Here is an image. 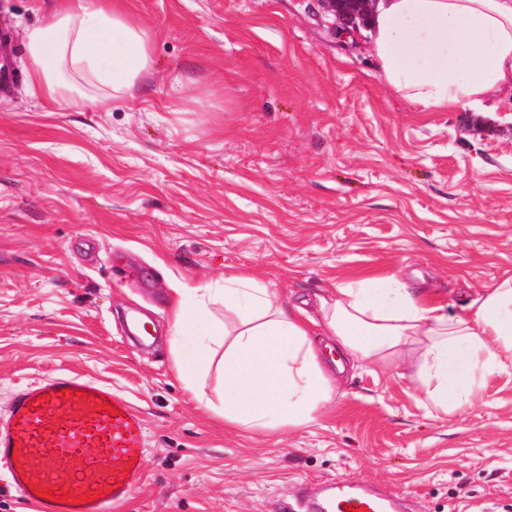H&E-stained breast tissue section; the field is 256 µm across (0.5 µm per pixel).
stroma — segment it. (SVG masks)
Here are the masks:
<instances>
[{"mask_svg": "<svg viewBox=\"0 0 512 512\" xmlns=\"http://www.w3.org/2000/svg\"><path fill=\"white\" fill-rule=\"evenodd\" d=\"M115 2L151 33L152 72L126 96L86 76L54 103L28 92L24 36L58 0H0V418L57 370L111 385L146 438L113 512H308L330 482L391 512H512V372L452 420L408 380L352 370L312 425L229 431L194 399L218 369L187 391L171 337L176 288L242 269L315 320L358 272L460 313L512 275V92L419 111L318 0Z\"/></svg>", "mask_w": 512, "mask_h": 512, "instance_id": "stroma-1", "label": "stroma"}]
</instances>
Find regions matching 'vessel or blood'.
I'll list each match as a JSON object with an SVG mask.
<instances>
[{
  "instance_id": "obj_1",
  "label": "vessel or blood",
  "mask_w": 512,
  "mask_h": 512,
  "mask_svg": "<svg viewBox=\"0 0 512 512\" xmlns=\"http://www.w3.org/2000/svg\"><path fill=\"white\" fill-rule=\"evenodd\" d=\"M110 411H103V404ZM145 426L139 413L111 387L82 375L57 371L17 392L0 422V467L7 468L19 497L37 501L40 512H109L124 502L143 473ZM96 471L87 482L75 461ZM68 493L104 490L85 504L36 498L34 488ZM378 512L380 500L364 489L336 494L327 489L322 512Z\"/></svg>"
}]
</instances>
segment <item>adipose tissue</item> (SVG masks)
Instances as JSON below:
<instances>
[{
  "instance_id": "1",
  "label": "adipose tissue",
  "mask_w": 512,
  "mask_h": 512,
  "mask_svg": "<svg viewBox=\"0 0 512 512\" xmlns=\"http://www.w3.org/2000/svg\"><path fill=\"white\" fill-rule=\"evenodd\" d=\"M371 50L388 87L424 110L481 104L512 89V0H378ZM32 96L56 99L64 75L92 74L129 92L151 71V36L109 0H81L26 32ZM173 307L174 369L186 388L218 365L228 430L290 431L336 399L305 309L277 302L248 272L220 288H181ZM223 303L227 320L210 310ZM338 372L407 370L442 419L469 406L490 375L512 370V276L477 293L461 313L397 278L354 277L319 296Z\"/></svg>"
}]
</instances>
